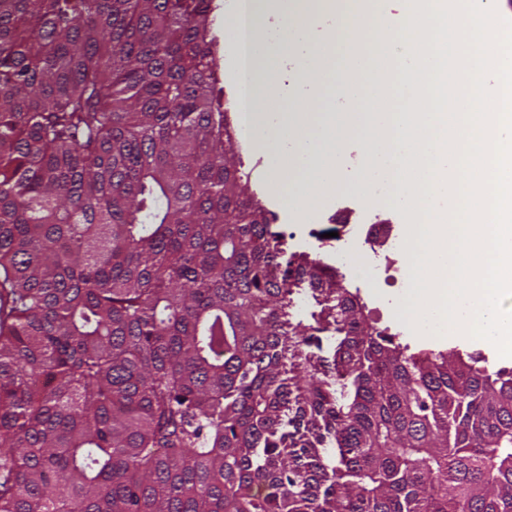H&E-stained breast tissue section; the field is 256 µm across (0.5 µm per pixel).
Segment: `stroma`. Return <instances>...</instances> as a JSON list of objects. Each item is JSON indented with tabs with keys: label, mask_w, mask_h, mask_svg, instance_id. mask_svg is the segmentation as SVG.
<instances>
[{
	"label": "stroma",
	"mask_w": 512,
	"mask_h": 512,
	"mask_svg": "<svg viewBox=\"0 0 512 512\" xmlns=\"http://www.w3.org/2000/svg\"><path fill=\"white\" fill-rule=\"evenodd\" d=\"M283 60L282 85L278 98L269 109L273 112H333L344 117L348 111L369 107L373 99L368 94L350 97L336 83L320 84L309 88L294 64V53L285 49ZM366 132L357 131L348 139L347 157L337 173L335 191L321 195L315 217L297 216L282 202L269 199L265 193V178L261 173L263 158L247 142L237 144L235 157L250 170V191L255 200L271 211L275 220L274 231L283 234L288 251H297L299 244L312 247L315 256L327 265H334L337 250L350 241H357L358 254L372 257L373 252L365 242L369 225L388 224L393 226L400 240H407L408 232L416 220L400 203L391 202L388 195L345 196L344 189L352 185L364 161V141ZM347 288L358 290L360 297L371 311L374 326L388 329L400 341L414 349H447V342L419 335L416 326L404 322L397 314L396 304L402 295L397 282H382L370 286L362 280L346 277Z\"/></svg>",
	"instance_id": "obj_1"
}]
</instances>
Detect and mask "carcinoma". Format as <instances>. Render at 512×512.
Instances as JSON below:
<instances>
[{
	"mask_svg": "<svg viewBox=\"0 0 512 512\" xmlns=\"http://www.w3.org/2000/svg\"><path fill=\"white\" fill-rule=\"evenodd\" d=\"M211 3L0 0V512H512V369L286 255Z\"/></svg>",
	"mask_w": 512,
	"mask_h": 512,
	"instance_id": "obj_1",
	"label": "carcinoma"
}]
</instances>
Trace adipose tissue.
<instances>
[{"label":"adipose tissue","mask_w":512,"mask_h":512,"mask_svg":"<svg viewBox=\"0 0 512 512\" xmlns=\"http://www.w3.org/2000/svg\"><path fill=\"white\" fill-rule=\"evenodd\" d=\"M396 14H373L375 26L404 42L430 63L427 77L402 71L395 84L397 110L386 129V146L373 154L379 177L397 180L422 223L410 232L409 257L424 280L398 306L401 319L428 324L433 335L486 340L512 350V313L501 300L512 292V56L481 53L483 0H407ZM356 0H249L247 11H229L226 43L232 81L250 73V100L238 112L244 140L261 148L268 193L304 214L312 198L302 172L320 186L336 182L345 151L331 113L279 112L265 105L279 94V49L268 34L277 17L284 40L301 54L309 82L316 63L330 56L345 28L312 47L299 34L320 20L359 14ZM432 32L415 43L418 26Z\"/></svg>","instance_id":"obj_1"}]
</instances>
